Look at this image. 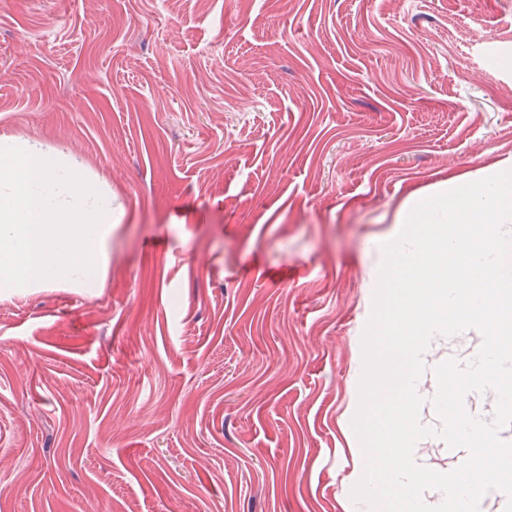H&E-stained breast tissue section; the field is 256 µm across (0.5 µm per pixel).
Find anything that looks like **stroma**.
Wrapping results in <instances>:
<instances>
[{
	"instance_id": "35a3bbf8",
	"label": "stroma",
	"mask_w": 512,
	"mask_h": 512,
	"mask_svg": "<svg viewBox=\"0 0 512 512\" xmlns=\"http://www.w3.org/2000/svg\"><path fill=\"white\" fill-rule=\"evenodd\" d=\"M4 137L120 222L94 294L0 288V512H362L382 247L512 165V0H0Z\"/></svg>"
}]
</instances>
